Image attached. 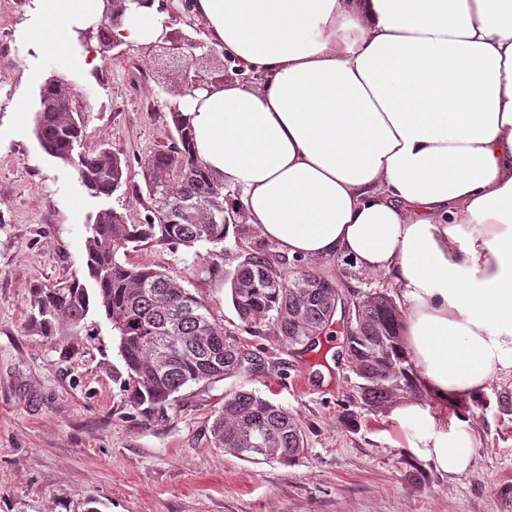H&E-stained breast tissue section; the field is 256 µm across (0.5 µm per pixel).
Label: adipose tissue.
Listing matches in <instances>:
<instances>
[{
  "mask_svg": "<svg viewBox=\"0 0 512 512\" xmlns=\"http://www.w3.org/2000/svg\"><path fill=\"white\" fill-rule=\"evenodd\" d=\"M66 50L101 0H37ZM211 45L256 83L179 100L207 170L245 223L291 257H344L388 277L430 397L512 376V0H193ZM138 0L114 40L165 39ZM471 232L460 237L459 225ZM442 472L472 464L468 418L399 405Z\"/></svg>",
  "mask_w": 512,
  "mask_h": 512,
  "instance_id": "1",
  "label": "adipose tissue"
}]
</instances>
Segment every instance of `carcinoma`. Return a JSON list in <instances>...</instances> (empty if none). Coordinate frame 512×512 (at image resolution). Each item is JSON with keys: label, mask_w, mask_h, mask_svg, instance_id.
Here are the masks:
<instances>
[{"label": "carcinoma", "mask_w": 512, "mask_h": 512, "mask_svg": "<svg viewBox=\"0 0 512 512\" xmlns=\"http://www.w3.org/2000/svg\"><path fill=\"white\" fill-rule=\"evenodd\" d=\"M74 91L62 77L47 79L39 90L35 137L49 156L74 166L96 196H111L131 178L126 158L103 149L73 155L83 133L81 113L73 111ZM175 133L141 164L150 201L143 224H127L114 210L99 211L89 225L86 269L90 284L75 278L32 289L29 326L45 336L78 335L91 308L102 310L119 336L128 373L131 402L163 417L175 394L192 383L218 382L242 373L264 371L265 357L219 326L206 303L186 289L175 272L131 261L145 245L191 249L224 243L234 212L224 207V182L199 158L186 119L172 115ZM280 261L258 244L242 255L229 278L232 304L246 326L263 328L282 345L309 348L334 323L338 307L349 304L344 353L353 360L356 403L366 411L420 397L415 368L401 343L402 316L386 290L355 293L341 278L299 267L282 274ZM176 351L162 373L153 371L157 343ZM214 446L246 460L257 440L274 449L288 466L305 450V434L293 414L252 390L224 395L214 418Z\"/></svg>", "instance_id": "cac0c4a2"}]
</instances>
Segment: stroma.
<instances>
[{
  "mask_svg": "<svg viewBox=\"0 0 512 512\" xmlns=\"http://www.w3.org/2000/svg\"><path fill=\"white\" fill-rule=\"evenodd\" d=\"M164 21L171 36L201 41L193 68L232 80L222 51L182 0ZM33 0H0V512H512V376L470 401L477 435L470 468L448 475L416 449L422 425L400 427L392 409L355 402V378L336 353L333 324L312 350L277 345L241 322L224 283L246 240L229 232L223 251L147 246L137 263L177 271L217 324L264 351L272 369L183 388L165 420L151 419L125 391L127 372L112 325L91 313L76 336L28 327L30 291L86 275L88 226L103 209L144 223L140 160L174 132L181 76L160 48L100 49L86 69L80 47L36 53ZM64 75L85 132L76 151L123 153L128 186L97 197L78 172L48 156L33 134L42 79ZM214 262L201 279L194 261ZM252 390L292 413L307 450L285 466L252 463L213 447L210 429L225 393Z\"/></svg>",
  "mask_w": 512,
  "mask_h": 512,
  "instance_id": "obj_1",
  "label": "stroma"
}]
</instances>
